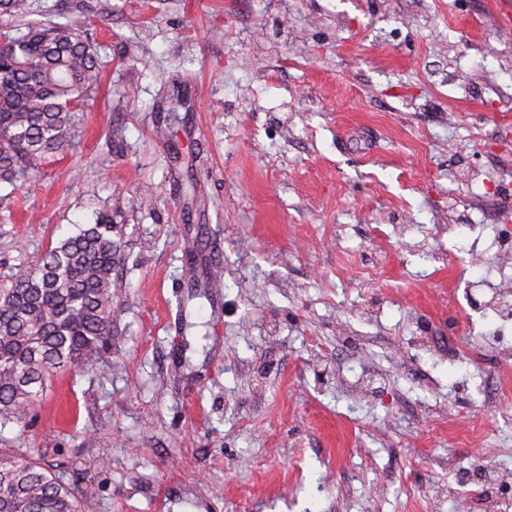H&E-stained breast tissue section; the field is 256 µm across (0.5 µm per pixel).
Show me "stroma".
Returning a JSON list of instances; mask_svg holds the SVG:
<instances>
[{"label": "stroma", "instance_id": "stroma-1", "mask_svg": "<svg viewBox=\"0 0 512 512\" xmlns=\"http://www.w3.org/2000/svg\"><path fill=\"white\" fill-rule=\"evenodd\" d=\"M102 62L0 183V268L103 216L112 340L0 448L94 512H479L512 497V0H28Z\"/></svg>", "mask_w": 512, "mask_h": 512}]
</instances>
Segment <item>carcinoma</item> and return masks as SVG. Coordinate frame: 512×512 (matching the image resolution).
<instances>
[{"label": "carcinoma", "mask_w": 512, "mask_h": 512, "mask_svg": "<svg viewBox=\"0 0 512 512\" xmlns=\"http://www.w3.org/2000/svg\"><path fill=\"white\" fill-rule=\"evenodd\" d=\"M27 0H0V17ZM101 67L89 40L62 24L0 41V181L36 170L78 137V113ZM112 224L99 220L0 275V432L24 426L56 373L91 367L112 340ZM92 494L38 460L0 450V512H93Z\"/></svg>", "instance_id": "carcinoma-1"}]
</instances>
